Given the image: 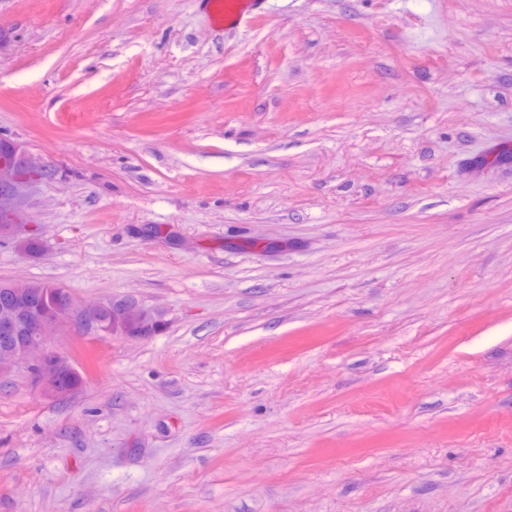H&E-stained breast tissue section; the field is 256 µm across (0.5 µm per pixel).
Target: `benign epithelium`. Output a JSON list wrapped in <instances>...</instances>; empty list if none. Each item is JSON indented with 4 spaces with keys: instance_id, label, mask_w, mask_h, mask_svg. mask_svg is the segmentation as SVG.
Wrapping results in <instances>:
<instances>
[{
    "instance_id": "obj_1",
    "label": "benign epithelium",
    "mask_w": 512,
    "mask_h": 512,
    "mask_svg": "<svg viewBox=\"0 0 512 512\" xmlns=\"http://www.w3.org/2000/svg\"><path fill=\"white\" fill-rule=\"evenodd\" d=\"M6 156L0 158V213L18 212L25 188L53 175L24 144L0 138ZM53 309L32 302L26 285L18 284L12 299L0 304V376L23 365L42 394L50 398L77 391L79 371L52 347L49 337L67 327L88 335H121L133 340L153 336L163 323L161 311L129 296L85 305L64 288L52 289Z\"/></svg>"
}]
</instances>
